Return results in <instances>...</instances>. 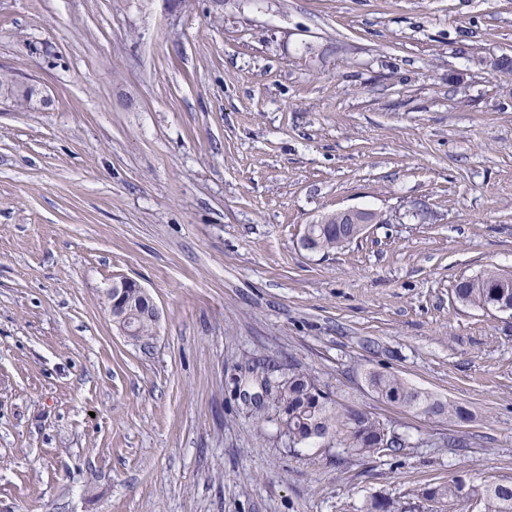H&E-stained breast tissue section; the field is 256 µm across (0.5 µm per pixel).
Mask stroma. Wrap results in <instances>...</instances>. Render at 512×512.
I'll return each mask as SVG.
<instances>
[{
    "label": "stroma",
    "mask_w": 512,
    "mask_h": 512,
    "mask_svg": "<svg viewBox=\"0 0 512 512\" xmlns=\"http://www.w3.org/2000/svg\"><path fill=\"white\" fill-rule=\"evenodd\" d=\"M0 68L50 98L0 101V512H427L416 487L512 481V314L454 296L512 271V0H0ZM352 207L384 221L302 247ZM293 366L408 447H288L249 397ZM346 224H340L341 219L337 212L329 213L323 217L319 224H308V235L305 246L308 250L330 254L341 248L345 243L357 238L353 232L355 228L351 224L360 227V234H364L371 222L368 220L367 211L363 208H347L340 210ZM127 288H139L141 300L138 309L152 314L158 320L159 311L157 306L145 289L132 280L124 279L113 284L107 294L112 321L118 325V329L124 335L146 346L153 339L157 321L141 314L137 316L135 330H133V320L137 311L130 308ZM133 332L134 335L129 336ZM370 390L381 400L410 409L427 417L465 419L468 412L458 404L435 397L410 385L398 375L379 371L366 373Z\"/></svg>",
    "instance_id": "35a3bbf8"
}]
</instances>
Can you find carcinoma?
I'll list each match as a JSON object with an SVG mask.
<instances>
[{
    "mask_svg": "<svg viewBox=\"0 0 512 512\" xmlns=\"http://www.w3.org/2000/svg\"><path fill=\"white\" fill-rule=\"evenodd\" d=\"M14 72L0 71V90L15 96V106L29 108L35 94L12 86ZM305 246L309 250L330 254L355 239L354 228L341 223L338 213L332 212L317 224L307 225ZM455 298L485 311L512 310V277L499 270L459 281L454 288ZM156 320L143 314L137 316L131 339L146 346L153 339ZM370 390L381 400L410 409L427 417L464 419L465 408L435 397L410 385L398 375L379 371L366 373ZM275 424L280 438L288 447H307L321 444L330 448H346L362 457H374L381 451L395 453L408 445L406 436L388 438L387 425L370 411H361L343 403L326 392L312 374L297 367L278 386L275 401ZM430 512H446L459 502L468 503L475 512H512V483L497 481L476 485L454 476L444 482L429 484L414 492Z\"/></svg>",
    "mask_w": 512,
    "mask_h": 512,
    "instance_id": "1",
    "label": "carcinoma"
}]
</instances>
